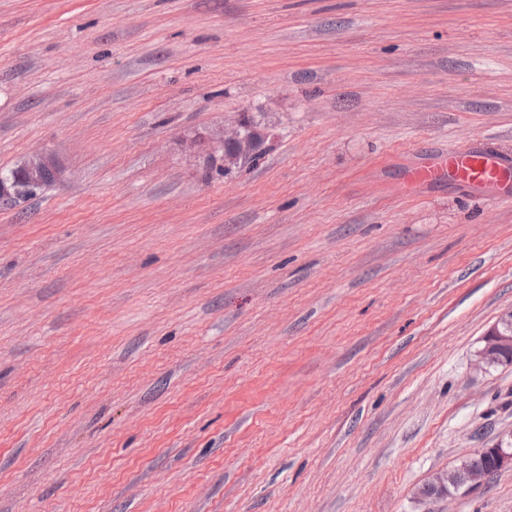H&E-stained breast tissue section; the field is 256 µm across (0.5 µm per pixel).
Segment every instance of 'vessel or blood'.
I'll return each mask as SVG.
<instances>
[{"mask_svg": "<svg viewBox=\"0 0 512 512\" xmlns=\"http://www.w3.org/2000/svg\"><path fill=\"white\" fill-rule=\"evenodd\" d=\"M408 179L418 184L448 181L476 188L497 185L512 192V170L479 150L452 151L440 163L422 162L409 172Z\"/></svg>", "mask_w": 512, "mask_h": 512, "instance_id": "vessel-or-blood-1", "label": "vessel or blood"}]
</instances>
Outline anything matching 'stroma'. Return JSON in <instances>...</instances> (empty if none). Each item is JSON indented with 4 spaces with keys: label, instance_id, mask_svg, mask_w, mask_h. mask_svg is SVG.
Wrapping results in <instances>:
<instances>
[{
    "label": "stroma",
    "instance_id": "35a3bbf8",
    "mask_svg": "<svg viewBox=\"0 0 512 512\" xmlns=\"http://www.w3.org/2000/svg\"><path fill=\"white\" fill-rule=\"evenodd\" d=\"M261 155L198 136L241 114ZM512 0H0V512H512ZM269 136V131L261 128L249 115H243L232 133L223 134L220 140L224 172L230 173L252 161ZM412 183L430 184L448 180V183L480 188L498 185L505 196L512 195V172L499 160L479 150L448 151V161L420 163L408 173ZM16 169L20 173L18 182L0 179V202L2 203L10 202L23 194L42 190L50 177L56 183L63 178L64 174V168L59 158L50 152H35L27 155ZM33 195H27L17 200L20 202ZM17 200L4 205H13ZM481 343L476 352L477 362L481 366L491 368L512 363V309L501 314L497 322L482 337ZM493 447L483 448V452L486 455L478 452L471 458L490 469L492 463L487 455L492 456L495 460L494 470H488L485 467L469 463V459L465 458L451 469L438 473L430 483L421 489L420 493L426 497L452 496L462 488L481 478H487L493 473L512 468L511 442L503 446L502 438L500 443H496Z\"/></svg>",
    "mask_w": 512,
    "mask_h": 512
}]
</instances>
